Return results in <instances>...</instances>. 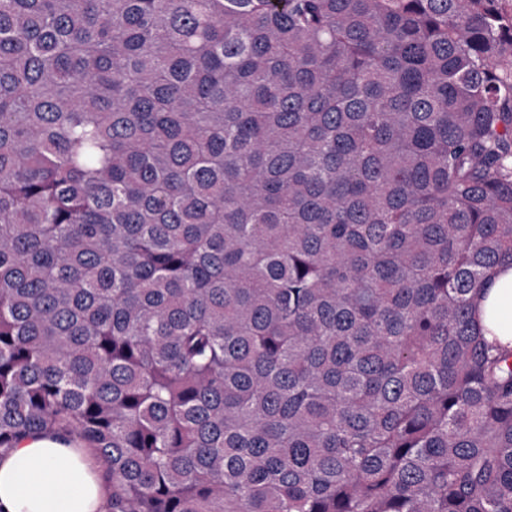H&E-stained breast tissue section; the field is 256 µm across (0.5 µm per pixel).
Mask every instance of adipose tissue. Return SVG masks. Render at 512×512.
<instances>
[{"label": "adipose tissue", "instance_id": "adipose-tissue-1", "mask_svg": "<svg viewBox=\"0 0 512 512\" xmlns=\"http://www.w3.org/2000/svg\"><path fill=\"white\" fill-rule=\"evenodd\" d=\"M476 302L475 322L487 339L512 349V267L491 272ZM108 480L87 448L46 434L0 452V512H106Z\"/></svg>", "mask_w": 512, "mask_h": 512}]
</instances>
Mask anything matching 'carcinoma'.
<instances>
[{"instance_id": "1", "label": "carcinoma", "mask_w": 512, "mask_h": 512, "mask_svg": "<svg viewBox=\"0 0 512 512\" xmlns=\"http://www.w3.org/2000/svg\"><path fill=\"white\" fill-rule=\"evenodd\" d=\"M512 0H0V450L109 512H512ZM491 277V286L476 302V326L489 341L496 338L512 349V267H495ZM89 448L51 435L0 452L1 512H106V474Z\"/></svg>"}]
</instances>
